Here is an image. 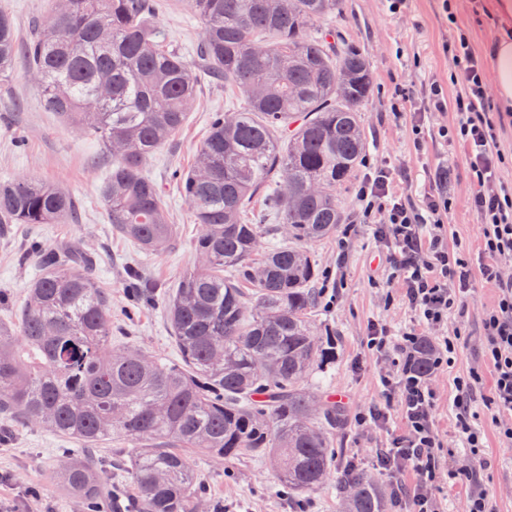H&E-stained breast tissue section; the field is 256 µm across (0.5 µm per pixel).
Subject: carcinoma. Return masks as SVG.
Returning <instances> with one entry per match:
<instances>
[{
    "label": "carcinoma",
    "instance_id": "1",
    "mask_svg": "<svg viewBox=\"0 0 512 512\" xmlns=\"http://www.w3.org/2000/svg\"><path fill=\"white\" fill-rule=\"evenodd\" d=\"M204 25L200 60L243 105L217 115L199 165L174 173L202 232L203 265L162 296L182 362L112 348V316L72 248L39 249V274L14 323L0 327V414L46 422L87 448L117 429L131 445L135 512H193L195 456L267 455L279 482L309 494L336 473L342 512H392L393 489L338 464L347 409L305 386L336 363V337L317 336L319 268L308 246L344 217L336 187L363 162L361 112L374 91L366 55L331 42L316 22L342 0H191ZM154 0H64L19 43L0 9V79L25 56L45 108L67 116L115 155L103 196L110 221L146 254L175 236L147 159L180 128L197 93L192 66L150 31ZM266 202L276 224L247 218ZM72 197L43 180L0 184V224H61ZM270 243L260 249L262 237ZM419 343L413 368L429 370ZM50 476L96 505L108 477L79 455Z\"/></svg>",
    "mask_w": 512,
    "mask_h": 512
}]
</instances>
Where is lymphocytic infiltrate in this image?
<instances>
[{
    "mask_svg": "<svg viewBox=\"0 0 512 512\" xmlns=\"http://www.w3.org/2000/svg\"><path fill=\"white\" fill-rule=\"evenodd\" d=\"M449 51L460 68L462 89L453 104H446L441 86L433 84L428 97L433 110L453 107V127L440 128V136L463 143L470 173L476 183L471 204L480 220L482 242L479 261L449 250L445 240L448 193L443 174L432 179L423 205L416 206L389 192L395 172L374 169L358 190L362 219L377 224V238L385 243L390 264L397 270L408 306L418 317L415 328L391 339L386 327L372 328L369 348L389 357L394 373L384 376L387 399L398 400L406 421L404 432L382 452L393 469L412 470L416 482L410 496L416 512H435L433 491L442 473L440 442L434 428V392L427 376L412 367V358L423 330L447 322L452 312L462 310L475 279L494 283L498 301L483 315L486 339L482 352L493 367L494 378L487 406L495 416L506 417L499 435L512 442V190L499 178L505 156L499 148L495 121L485 108L484 60L472 50L466 35H459ZM482 381L479 373L458 380L453 399L455 427L470 448H481L483 438L472 424L473 396ZM467 481L472 491L467 512H489L479 471L472 466L446 473Z\"/></svg>",
    "mask_w": 512,
    "mask_h": 512,
    "instance_id": "obj_1",
    "label": "lymphocytic infiltrate"
}]
</instances>
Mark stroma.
Instances as JSON below:
<instances>
[{"label": "stroma", "mask_w": 512, "mask_h": 512, "mask_svg": "<svg viewBox=\"0 0 512 512\" xmlns=\"http://www.w3.org/2000/svg\"><path fill=\"white\" fill-rule=\"evenodd\" d=\"M484 0H404L392 10L391 0H343L342 11L328 16L354 48L365 52L375 77L373 96L363 106L362 120L368 143L367 165L339 187L336 199L349 214L335 236L312 246L323 273L327 303L317 318L318 332L335 334L336 362L322 373V397L344 398L352 421L343 437L348 459L384 482L392 476L380 470L376 457L390 439L400 434L405 421L397 406L385 419L359 424L356 416L383 403L380 377L391 370L390 360L367 349L372 324L386 325L392 336L415 327L417 316L405 302L404 290L390 269L378 266L376 227L360 223L356 190L370 167L398 170L391 183L394 195L422 203L431 172H448V243L479 246V218L471 206L473 184L468 155L462 144L440 138L437 131L452 126V103L458 92L450 74L455 65L444 47L466 34L477 53H485L496 30L483 9ZM149 25L169 41L189 63L197 61L203 26L190 0H160ZM445 90L446 109L426 111L422 91L430 83ZM235 93L226 91L206 74L198 76V94L181 129L148 161L146 176L163 194L169 223L178 228L167 251L148 257L112 227L100 188L112 165V155L57 114L46 111L42 96L24 63H16L12 76L0 80V181L36 178L50 182L75 200L79 220L71 224H0V319L8 320L28 295L38 273L27 254L35 247L58 248L78 243L96 261V279L112 314V345H133L165 363L179 361L161 305L148 301L131 306L126 270L138 266L142 277L164 291L175 287L187 270L201 259L194 242L201 227L181 194L173 174L194 168L215 113L226 112ZM422 124L424 137L415 141L413 124ZM494 284L476 280L462 313L447 324L429 330L438 340L461 333L462 339L448 366L433 375L434 421L443 448L444 467L466 466L471 460L454 426L453 399L457 377L479 370L490 375V365L479 355L481 320L494 307ZM475 424L483 432L482 487L491 512H512V446L504 443L483 403H475ZM74 443L55 436L41 424L12 429L0 440V512H89L86 502L67 494L48 478L49 469L74 456ZM202 482L199 512H337L336 481L315 492L292 497L280 490L269 460L255 457L231 462L198 459L194 462Z\"/></svg>", "instance_id": "stroma-1"}]
</instances>
